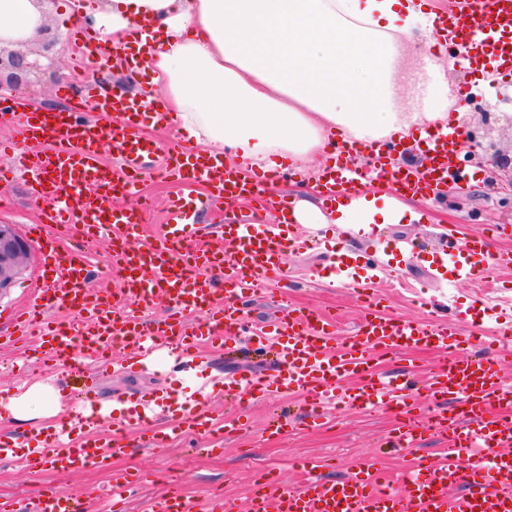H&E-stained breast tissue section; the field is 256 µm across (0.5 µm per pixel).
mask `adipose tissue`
<instances>
[{"mask_svg":"<svg viewBox=\"0 0 512 512\" xmlns=\"http://www.w3.org/2000/svg\"><path fill=\"white\" fill-rule=\"evenodd\" d=\"M442 10L439 0H91L79 19L121 46L185 141L267 173L325 157L335 138L351 148L414 131L427 138L447 115L397 110L399 62L410 32H435ZM46 21L43 0H0V45L35 39ZM381 190L365 185L326 213L300 198L284 217L354 230L422 220ZM5 408L22 423L48 419L62 394L38 382Z\"/></svg>","mask_w":512,"mask_h":512,"instance_id":"obj_1","label":"adipose tissue"}]
</instances>
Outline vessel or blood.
Masks as SVG:
<instances>
[{"label": "vessel or blood", "mask_w": 512, "mask_h": 512, "mask_svg": "<svg viewBox=\"0 0 512 512\" xmlns=\"http://www.w3.org/2000/svg\"><path fill=\"white\" fill-rule=\"evenodd\" d=\"M438 23L449 41L466 47L468 58H481L500 73L512 72V0H453L452 10ZM75 39L98 66H109L112 54L99 32L80 28ZM59 92L72 95L66 85ZM75 98L73 106L61 110H33L15 95L0 97V126L16 124L22 133L17 141H0V153L23 171L32 198L44 205L51 225L42 240L48 272L34 289L31 309L15 318L20 332L39 336L43 360L79 375L87 364L108 360L112 342L119 338L127 348L122 369L169 345L179 350L180 364L190 370L200 347L220 349L238 340L261 349L271 342L278 347V374L271 381L251 376L233 380L229 388L236 400L304 392L318 407L382 408L400 421L392 442L395 451H408L427 432L443 436L448 446L438 457L410 464L392 485L370 466L338 480L311 478L292 491L271 479L251 490L249 512H512V381L504 379L493 361L469 355V347L485 340L482 321H472L469 335L461 336L456 315L434 323L390 317L382 314L372 296L350 339L336 340L335 319L292 308L266 330L255 331L243 306L262 281L281 274L288 248L285 229L260 221L228 224L222 244L212 249L195 244L199 228L194 214L207 202L223 199L245 198L260 210L277 207L271 176H245L203 154L177 153L174 174L182 191L169 203L162 235L154 244L128 247L143 213L117 207L114 200L130 193L160 151L138 128L139 120L158 116V101L147 92L130 99L93 85L84 86ZM89 106L116 115V123L83 119ZM460 137L452 122L435 129L426 147L428 165L421 171L393 168L380 147L372 150L368 165L336 162L320 175L318 193L328 201L355 199L361 185L383 182L400 194L437 195L448 183L476 177L458 160ZM107 142L117 151L119 164L102 162L100 149ZM200 183L208 186L207 196L196 193ZM76 232L111 235L110 270L123 280L136 271L132 287L113 298L93 293L82 253L63 255L56 249L57 240ZM448 249L458 275L467 278H476L486 264L512 266V252L490 251L481 233L469 235L463 246L449 244ZM159 297L167 303V314L146 324L144 307ZM61 304L75 315L70 325L48 318ZM484 313L497 324L493 341L499 352L511 355L512 308L488 307ZM418 347L440 349L447 356L423 386H416L406 372L389 377L375 372L377 356ZM349 379L356 380L355 388H346ZM424 399L453 405L454 411L424 414ZM80 400V412L31 433L42 451L25 456L28 469L47 466L65 476L124 453L121 433H114L108 443L95 436L101 414L94 378L84 382ZM78 509L77 501L55 486L44 488L34 501L0 505V512ZM151 512L190 509L172 489L152 503Z\"/></svg>", "instance_id": "b4317fda"}]
</instances>
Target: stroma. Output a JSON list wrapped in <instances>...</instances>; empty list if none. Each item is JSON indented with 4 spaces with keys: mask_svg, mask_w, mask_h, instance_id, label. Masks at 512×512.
Here are the masks:
<instances>
[{
    "mask_svg": "<svg viewBox=\"0 0 512 512\" xmlns=\"http://www.w3.org/2000/svg\"><path fill=\"white\" fill-rule=\"evenodd\" d=\"M52 16L48 22L56 45L49 68L32 74L17 86V93L30 97L39 107L54 108L59 104L56 91L68 80L92 79L101 84L132 93L134 86L128 71L117 64L95 69L80 47L72 41L71 21L74 0H51ZM435 66L441 76L428 86H421L420 77L427 63L422 55H407L399 65L400 90L398 107L405 112L421 110L423 103L444 105L454 97L463 109L460 120L464 131L476 132L479 141L494 151L512 144V77L498 80L494 90L483 92L474 69L451 68L443 61ZM156 160L139 186V197H122L120 207L135 206L137 198L150 201L142 229L128 241L130 247L155 241L165 222L166 202L175 186L160 179ZM0 197L6 203L0 207V224L12 225L20 234H28L31 225L39 223L41 211L31 201L21 174L7 160L0 158ZM424 218L418 222L373 224L368 230L342 232L334 224H308V236L330 239L324 247L312 242L308 247L289 249L285 255L281 278L260 285L251 301L246 317L253 325H261L277 315L282 304L305 311L335 316L339 334H346L358 324L363 301L347 280L332 282L320 279L318 273L338 259H346L360 278L369 277L365 256H373L378 271L377 292L383 298L388 314L399 318L429 320L445 314L449 304L469 306L479 297L495 302H512V268L484 269L480 277L466 280L457 277L448 254L442 230L453 226L460 235L476 231L489 233L491 247L511 249L512 237L491 235L496 224L512 225V173L502 171L491 176L481 171L475 181L461 193H449L447 198L416 203ZM81 248L88 258L89 286L104 292H116L121 282L108 271L112 243L107 239L82 237L63 242L62 252ZM41 279L40 252L32 250L27 267L17 276L7 294L0 296V329L7 328L14 310L29 297ZM167 349H160L152 367L133 369L125 374L102 371L99 395L103 404H111L114 395L154 390L171 394L182 406H190L197 397L201 379L194 373L170 376L166 364ZM45 381L65 393V412H76L70 392L76 384L66 367L44 363L35 341L20 339L15 345L0 349V434L20 436L29 431V424L15 422L3 406L4 400L23 385ZM283 408L288 414L281 434L270 433L271 413ZM240 411L244 428L228 434L217 427L205 434L183 433L168 439L164 446L154 444L168 425L161 419L144 428H128L125 432L127 451L111 458L107 467H85L60 479L51 469L34 473L20 462H0V503L35 496L42 486L61 483L83 503L86 512H108L111 500L107 495L113 477L124 474L137 479L142 490L121 512H146L147 502L178 488L185 500L203 503L215 495L224 496L235 512H246L250 488L260 479L272 475L289 489L298 488L306 479L305 462H320L324 477L335 478L353 471L362 464L372 463L383 479L393 482L407 464V458L389 453L384 445L395 422L381 410L352 409L333 415L326 425L313 426L302 395L295 394L264 400L242 402Z\"/></svg>",
    "mask_w": 512,
    "mask_h": 512,
    "instance_id": "1",
    "label": "stroma"
}]
</instances>
